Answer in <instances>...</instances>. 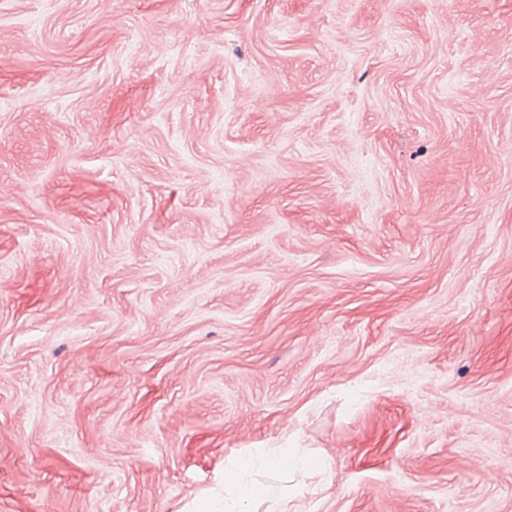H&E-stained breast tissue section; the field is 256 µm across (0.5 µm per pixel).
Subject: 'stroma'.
I'll use <instances>...</instances> for the list:
<instances>
[{
    "mask_svg": "<svg viewBox=\"0 0 512 512\" xmlns=\"http://www.w3.org/2000/svg\"><path fill=\"white\" fill-rule=\"evenodd\" d=\"M512 512V0H0V512ZM226 484L231 487L238 488L239 492L246 498L256 499L261 503L266 502L267 508L264 512H286L276 510L280 506V498L277 497L275 491L270 487H248L247 485H240L237 483L236 474L234 472H228L224 476V487Z\"/></svg>",
    "mask_w": 512,
    "mask_h": 512,
    "instance_id": "obj_1",
    "label": "stroma"
}]
</instances>
